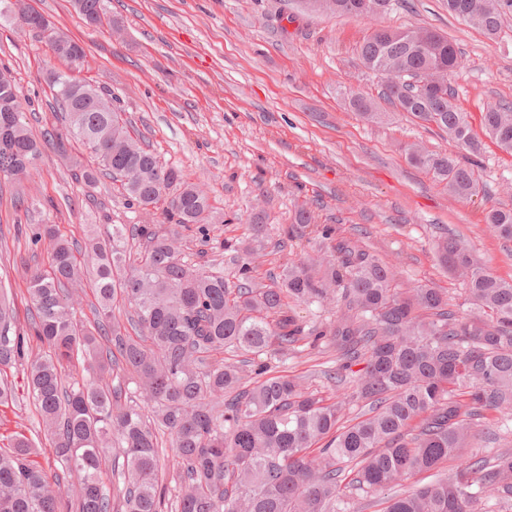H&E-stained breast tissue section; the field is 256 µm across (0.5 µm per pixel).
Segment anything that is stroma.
<instances>
[{
	"mask_svg": "<svg viewBox=\"0 0 512 512\" xmlns=\"http://www.w3.org/2000/svg\"><path fill=\"white\" fill-rule=\"evenodd\" d=\"M26 4L83 45L81 78L116 96L117 108L161 161L207 190L217 222L204 237L180 229L188 258L232 270L224 244L249 237L250 215L259 208L268 224L266 246L252 264L260 282L346 239L392 264L400 287L439 288L462 315L470 308L466 284L435 250L446 234L465 241L481 267L512 280V242L494 236L484 221L490 208H512V152L484 137L480 123L490 104L512 103V13L494 39L451 16L446 0H400L380 20L391 29L434 30L462 49L464 66L450 83L482 137L474 157L436 126L380 100L381 83L359 56L369 21L308 13L301 0H108L120 28L115 34L89 26L72 0ZM62 66L34 32L0 18V70L20 89L34 135L53 121L44 74ZM358 93L377 99L382 122L353 112L349 99ZM414 142L474 165L477 193L452 196L410 164L406 148ZM75 172L48 149L33 178L0 181V286L12 294L18 326L27 323V272L47 264L48 251L16 234L17 225L54 224L82 241L89 225L136 221L110 179L89 187ZM301 207L332 228V240L295 231ZM337 364L335 348L322 344L301 347L282 369L338 400L351 394L355 376L327 379L325 370ZM38 419L32 400L0 405V446L25 434L38 445L34 462L52 471L51 439Z\"/></svg>",
	"mask_w": 512,
	"mask_h": 512,
	"instance_id": "stroma-1",
	"label": "stroma"
}]
</instances>
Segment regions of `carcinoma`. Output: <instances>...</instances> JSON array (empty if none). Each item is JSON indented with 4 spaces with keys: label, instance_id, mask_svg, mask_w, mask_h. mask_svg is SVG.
Segmentation results:
<instances>
[{
    "label": "carcinoma",
    "instance_id": "obj_1",
    "mask_svg": "<svg viewBox=\"0 0 512 512\" xmlns=\"http://www.w3.org/2000/svg\"><path fill=\"white\" fill-rule=\"evenodd\" d=\"M359 2L304 0L310 10L375 23L359 53L382 79L383 98L479 155L481 143L448 85L462 51L426 28L376 25L396 0H377L381 10L366 13ZM73 5L88 25L112 26L105 0ZM508 12L512 0H448V13L489 38ZM17 18L44 35L66 69L44 77L56 121L41 138L21 121L23 112L0 111V175L31 176L46 147L68 159L78 146L89 155L79 165L86 185L106 176L128 209L160 210L175 228L92 224L82 264L58 228L26 225L32 244L48 243L49 258L28 277V331H17L8 294L0 293V403L17 398L1 375L26 366V393L62 473L31 463L36 442L16 436L0 448V512H165L170 503L174 512H348L354 493L382 501V512H473L477 488L494 491L512 512V449L491 458L470 451L478 421L489 435L499 428L485 412L512 408V281L478 266L461 242L445 236L437 251L468 286L471 309L463 316L436 288H397L391 266L346 240L336 242L335 258L288 265L265 284L250 267L267 237L259 214L251 238L226 246L234 271L191 262L177 246V227L194 225L207 235L208 195L131 135L110 94L76 77L83 64L74 61L86 58L80 43L50 29L33 9ZM6 104L20 107L21 93L1 73L0 108ZM350 106L366 122L382 117L367 96H352ZM482 124L512 149L511 105L487 107ZM407 157L455 196L478 191L475 171L446 153L413 143ZM485 220L512 241V209L493 207ZM130 239L139 245L134 258ZM84 283L95 299L90 326L71 302ZM119 299L132 309L124 322L112 314ZM333 302L341 304L339 315L325 329L307 326L294 310L296 303ZM325 338L339 355L334 379L363 364L354 392L330 404L299 380L274 374L271 364ZM33 339L44 352H32ZM226 350L241 360L224 361L219 354ZM77 368L85 375L68 378ZM360 401L366 417L341 424L345 406ZM162 434L176 461L169 471L161 463ZM108 452L112 476L123 483L116 499L100 477ZM450 460L457 465L443 470ZM427 472L429 482L386 495Z\"/></svg>",
    "mask_w": 512,
    "mask_h": 512
}]
</instances>
